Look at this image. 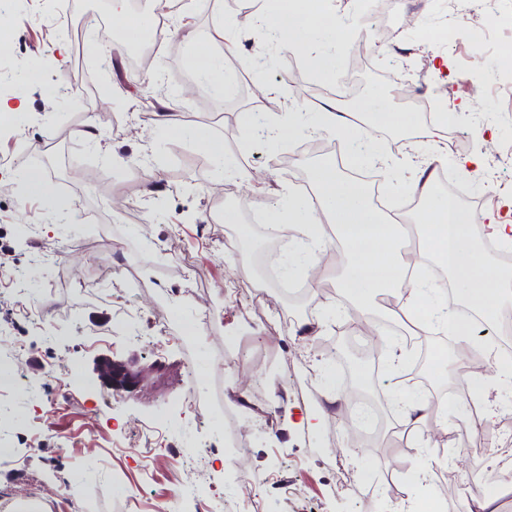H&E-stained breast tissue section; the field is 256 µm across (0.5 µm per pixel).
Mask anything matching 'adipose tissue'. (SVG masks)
<instances>
[{
  "label": "adipose tissue",
  "mask_w": 512,
  "mask_h": 512,
  "mask_svg": "<svg viewBox=\"0 0 512 512\" xmlns=\"http://www.w3.org/2000/svg\"><path fill=\"white\" fill-rule=\"evenodd\" d=\"M331 0H278L275 8L262 11L261 20L271 30L284 50L308 52L312 70L325 79L336 75L334 54L315 52L320 42L335 41L342 26ZM448 113H440L431 133L429 162L418 167L411 186L428 206L416 218L419 235L417 251L403 255L399 249L402 226L398 216L380 211L372 202L367 185L345 177L334 164L325 163L311 173L312 199L290 203L267 204L269 220L284 232L303 231L311 246L296 250L293 259L304 269L319 273L320 256L328 239H335L345 250L344 271L337 281V291L351 305V322L381 329L371 320L369 311L379 295L392 298L393 304L423 333L441 329L454 338L457 347L471 343L472 331L448 302L455 295L462 306L487 314H496L512 303V269L492 265L472 232L471 214L448 200L438 189V170L442 155L448 150ZM329 129L363 127L368 138H376L384 129H404L411 123L406 112H347L336 103H328L313 117ZM441 267L445 276L425 281L408 276L407 271L427 263ZM493 374L474 379L459 378L458 393L466 395L463 403L447 397L415 396L399 393L404 444L422 447L423 428L430 414H437L442 434L452 433L455 420H465L470 430L493 425L504 408L497 396L503 387L512 388V354L494 357Z\"/></svg>",
  "instance_id": "ef3b65f1"
}]
</instances>
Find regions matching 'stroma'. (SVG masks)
<instances>
[{
	"label": "stroma",
	"instance_id": "35a3bbf8",
	"mask_svg": "<svg viewBox=\"0 0 512 512\" xmlns=\"http://www.w3.org/2000/svg\"><path fill=\"white\" fill-rule=\"evenodd\" d=\"M259 8L258 0H171L156 10L153 31L189 20L218 53L215 17L240 31L219 85L187 68L192 46L177 39H154L149 67L130 69L120 32L105 22L110 0L0 8L11 24L0 57L23 73L6 95L16 113L0 118V247L8 249L0 256V489L13 491L0 512H199L187 495L196 486L221 491V512H243L251 499L262 512H386L413 494L427 459L444 512L493 493L498 512H512L497 481L470 482L473 460L452 437L433 431L427 447L401 444L387 396L407 389L411 364L391 365L370 330L351 329L334 286L341 245L321 255L324 280L289 297L271 286L254 303L259 272L241 246L262 239L250 220L259 198L224 172L239 161L257 182L302 196L316 164L369 169L389 208L416 217L424 203L391 161L428 142L435 117L422 106L443 97L456 113L449 146L459 157L482 153L491 174L473 183L483 199L472 211L475 232L491 212L512 224V101L502 93L512 80L492 61L471 59L475 29L446 0H399L387 43L369 53L366 0H335L351 49L337 54L330 83L258 27ZM86 13L102 24L84 42L65 37L63 23ZM81 71L93 82L86 95L66 89ZM161 97L172 104L171 124L223 140L225 162L156 123ZM334 99L349 112L377 101L412 113L415 124L386 131L376 146L359 129L311 125L321 141L307 145L299 136L263 139L240 122L244 113L257 124L288 108L315 112ZM89 120L98 142L78 134ZM110 151L123 164H112ZM35 171L47 181L39 198L27 185ZM228 211L236 223H225ZM354 353L388 418L359 450L350 442L370 418L344 426L337 414L340 400L359 396ZM109 361L140 373L139 385L105 384ZM192 389L199 405L187 399ZM282 394L321 414L317 433L283 422ZM150 415L163 420L160 452L143 435ZM233 431L245 436V452L225 447ZM188 448L197 456L186 458Z\"/></svg>",
	"mask_w": 512,
	"mask_h": 512
}]
</instances>
